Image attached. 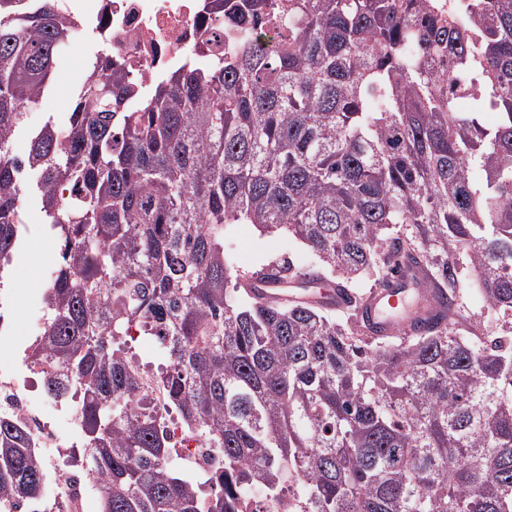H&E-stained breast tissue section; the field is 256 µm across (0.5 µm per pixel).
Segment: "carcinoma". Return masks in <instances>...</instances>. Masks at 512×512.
Returning a JSON list of instances; mask_svg holds the SVG:
<instances>
[{"label":"carcinoma","instance_id":"obj_1","mask_svg":"<svg viewBox=\"0 0 512 512\" xmlns=\"http://www.w3.org/2000/svg\"><path fill=\"white\" fill-rule=\"evenodd\" d=\"M274 42L242 33L144 96L106 53L65 126L12 151L48 100L71 37L52 0H0V281L41 204L59 259L27 360L52 399L81 401L99 512H512V0H281ZM450 55L468 73L467 107ZM494 112L487 126L482 115ZM29 172L35 178L24 182ZM234 224L308 246L316 301L239 286ZM426 272L430 315L394 343L359 319V280L397 253ZM486 319L461 315L464 274ZM155 338L185 428L222 450L186 473L122 339ZM38 452L0 417V497L43 512Z\"/></svg>","mask_w":512,"mask_h":512}]
</instances>
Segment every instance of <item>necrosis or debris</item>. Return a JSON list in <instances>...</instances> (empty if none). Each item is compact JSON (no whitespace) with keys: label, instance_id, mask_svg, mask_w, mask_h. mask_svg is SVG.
<instances>
[{"label":"necrosis or debris","instance_id":"1","mask_svg":"<svg viewBox=\"0 0 512 512\" xmlns=\"http://www.w3.org/2000/svg\"><path fill=\"white\" fill-rule=\"evenodd\" d=\"M208 0H55L73 23V39L98 43L111 53L112 62L134 70L141 86H149L159 72L174 67L193 54L233 46L236 28L219 24L207 9ZM35 366L0 362V415L22 426L39 450L47 476L45 506L48 512H96L98 500L91 492L83 467L70 455L73 436L60 435L59 421L79 424V406L36 399L29 383ZM154 390L156 410L178 460L201 475L218 465L214 449L203 437L185 429L166 409L157 382L145 375Z\"/></svg>","mask_w":512,"mask_h":512}]
</instances>
